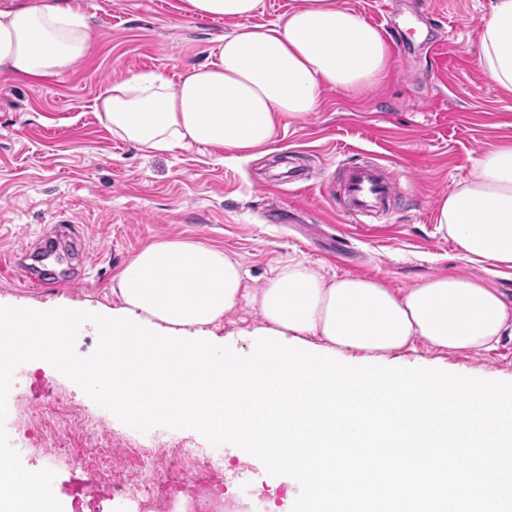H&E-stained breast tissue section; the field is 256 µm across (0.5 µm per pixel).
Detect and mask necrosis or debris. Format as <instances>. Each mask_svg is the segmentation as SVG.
Wrapping results in <instances>:
<instances>
[{
  "label": "necrosis or debris",
  "instance_id": "necrosis-or-debris-1",
  "mask_svg": "<svg viewBox=\"0 0 512 512\" xmlns=\"http://www.w3.org/2000/svg\"><path fill=\"white\" fill-rule=\"evenodd\" d=\"M135 454L143 463V474L140 483L132 485L113 476L110 449H89L83 459L87 478L79 484L86 512H95L94 505L102 498L110 500L112 512H123L127 499L138 493L143 496V512H223V449H214L200 465L191 451H184L177 474L156 470L157 449L139 448Z\"/></svg>",
  "mask_w": 512,
  "mask_h": 512
}]
</instances>
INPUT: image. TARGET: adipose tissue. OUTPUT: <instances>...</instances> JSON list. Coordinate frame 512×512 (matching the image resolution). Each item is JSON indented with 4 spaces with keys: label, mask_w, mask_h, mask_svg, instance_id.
Wrapping results in <instances>:
<instances>
[{
    "label": "adipose tissue",
    "mask_w": 512,
    "mask_h": 512,
    "mask_svg": "<svg viewBox=\"0 0 512 512\" xmlns=\"http://www.w3.org/2000/svg\"><path fill=\"white\" fill-rule=\"evenodd\" d=\"M186 3L190 16L236 22L207 62L175 81L159 71L131 74L95 104L102 123L144 152L198 144L252 156L271 143L281 118L318 111L326 90L374 86L390 66L382 33L342 0H301L266 25L251 22L262 0ZM94 38L79 0H0L1 74H65L88 56ZM479 62L494 84L512 91V0H490ZM435 221L470 260L512 268V140L482 152ZM115 293L141 319L191 333L248 303L263 328L285 338L312 337L370 357L418 340L442 352L489 351L512 335V303L481 280L430 276L394 290L360 276L328 279L298 264L256 291L222 248L184 239L141 249L119 273Z\"/></svg>",
    "instance_id": "adipose-tissue-1"
}]
</instances>
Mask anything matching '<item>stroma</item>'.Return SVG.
I'll use <instances>...</instances> for the list:
<instances>
[{"label":"stroma","mask_w":512,"mask_h":512,"mask_svg":"<svg viewBox=\"0 0 512 512\" xmlns=\"http://www.w3.org/2000/svg\"><path fill=\"white\" fill-rule=\"evenodd\" d=\"M388 24L408 43L391 51L392 66L377 85L356 94L331 90L318 112L300 122L281 119L268 154L234 159L192 145L149 153L112 134L95 98L127 72L160 71L171 80L205 62L235 28L231 20L190 17L185 0H82L97 35L74 71L41 80L0 74V260L35 245L56 224L84 231L87 258L38 263L29 284L0 277V305L50 310L61 305L109 306L117 277L146 245L170 238L222 247L262 288L282 268L304 264L325 277L355 275L393 289L434 275L463 274L490 282L512 301V268L469 261L435 222L440 200L473 172L480 152L512 140V92L487 79L476 41L489 0H393ZM386 165L403 200L361 221L327 190L351 159ZM72 276L69 287L59 277ZM257 308L241 307L217 329L235 353L253 352ZM399 363L438 360L442 370L471 377H512V336L492 351L435 357L423 343L394 353ZM22 401H8L4 422L23 465L44 468L39 433L65 438L68 457L55 461L53 493L73 512L75 478L92 439L125 459L128 448L168 452L212 446L192 430L138 431L100 413L83 390L49 363L27 366ZM53 395L85 409L81 424L53 412L33 423L32 402ZM230 477L224 512L262 497L267 512H289L292 480L269 476L242 449L225 445Z\"/></svg>","instance_id":"35a3bbf8"}]
</instances>
